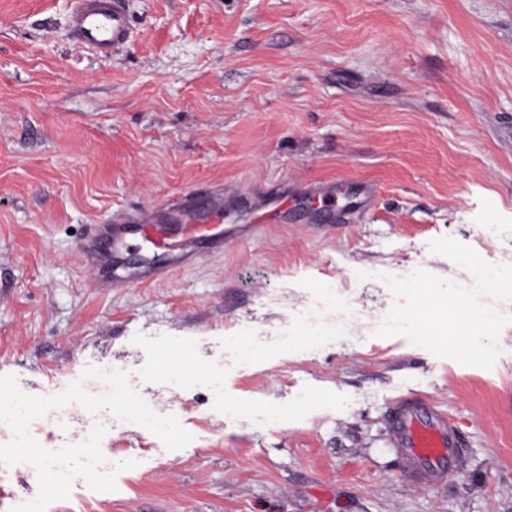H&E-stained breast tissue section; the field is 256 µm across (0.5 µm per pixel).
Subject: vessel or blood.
I'll return each instance as SVG.
<instances>
[{
	"label": "vessel or blood",
	"instance_id": "1",
	"mask_svg": "<svg viewBox=\"0 0 512 512\" xmlns=\"http://www.w3.org/2000/svg\"><path fill=\"white\" fill-rule=\"evenodd\" d=\"M68 25L80 44L104 56L131 36L125 0H74ZM224 218L223 190L178 195L153 208L118 213L107 224L87 225L78 253L94 287L151 283L195 261L202 247L223 244ZM141 242L165 255V262L150 259L126 266L125 254ZM387 434L401 474L413 486L445 483L466 465L468 448L460 429L447 413L418 396L395 400Z\"/></svg>",
	"mask_w": 512,
	"mask_h": 512
}]
</instances>
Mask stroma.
Here are the masks:
<instances>
[{"mask_svg":"<svg viewBox=\"0 0 512 512\" xmlns=\"http://www.w3.org/2000/svg\"><path fill=\"white\" fill-rule=\"evenodd\" d=\"M127 7L133 40L103 57L74 42L71 0H0V375L50 396L113 364L193 439L51 410L28 427L41 446L102 422L107 460L132 466L46 512H512V324L489 369L374 334L394 303L377 273L472 285L431 240L512 262V0ZM202 185L224 190L221 253L90 284L86 225ZM403 393L469 443L447 485L400 473ZM38 492L34 465L0 464V512Z\"/></svg>","mask_w":512,"mask_h":512,"instance_id":"35a3bbf8","label":"stroma"}]
</instances>
